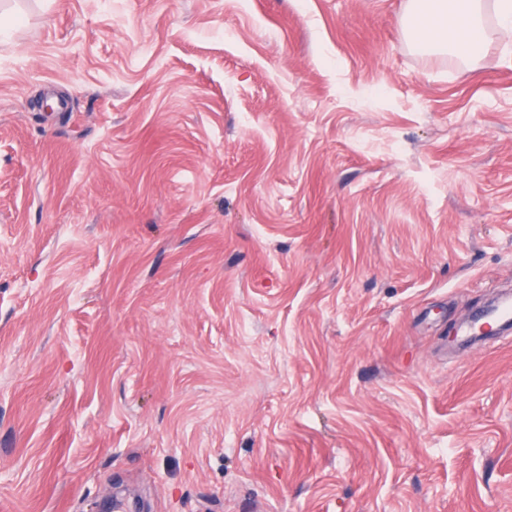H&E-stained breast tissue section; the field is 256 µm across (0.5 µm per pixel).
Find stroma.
I'll return each instance as SVG.
<instances>
[{
  "label": "stroma",
  "instance_id": "stroma-1",
  "mask_svg": "<svg viewBox=\"0 0 512 512\" xmlns=\"http://www.w3.org/2000/svg\"><path fill=\"white\" fill-rule=\"evenodd\" d=\"M407 0H0V512H512V40ZM483 0H408L405 27L411 43L420 49L448 50L475 60L470 36L485 38ZM473 318V323L465 322L460 325L458 334L470 336L478 329L488 325L497 333L505 328L510 330L512 327V298L507 304L481 310Z\"/></svg>",
  "mask_w": 512,
  "mask_h": 512
}]
</instances>
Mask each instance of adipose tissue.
I'll return each instance as SVG.
<instances>
[{
  "label": "adipose tissue",
  "instance_id": "ef3b65f1",
  "mask_svg": "<svg viewBox=\"0 0 512 512\" xmlns=\"http://www.w3.org/2000/svg\"><path fill=\"white\" fill-rule=\"evenodd\" d=\"M483 0H408L405 27L420 49L445 50L472 60L471 36L483 35Z\"/></svg>",
  "mask_w": 512,
  "mask_h": 512
}]
</instances>
